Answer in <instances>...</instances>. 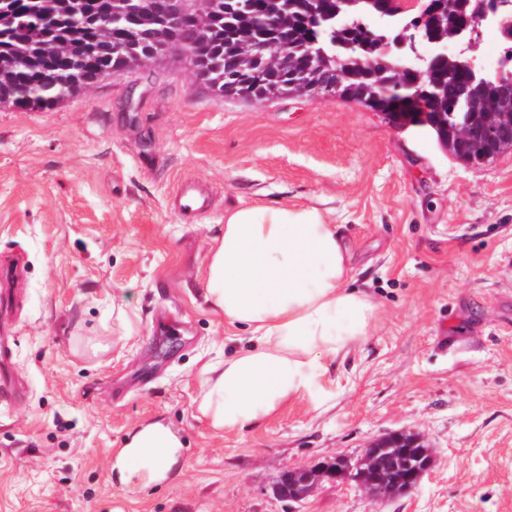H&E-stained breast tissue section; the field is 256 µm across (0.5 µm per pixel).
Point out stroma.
<instances>
[{"label":"stroma","instance_id":"35a3bbf8","mask_svg":"<svg viewBox=\"0 0 512 512\" xmlns=\"http://www.w3.org/2000/svg\"><path fill=\"white\" fill-rule=\"evenodd\" d=\"M211 196L188 216L183 182ZM308 205L339 225L352 287L380 310L261 428L212 429L200 370L233 336L205 299L225 211ZM28 255L13 369L28 404L0 413V512H512V150L463 163L428 128L336 96H219L173 50L54 108L0 104V252ZM160 421L185 449L154 484L108 462ZM413 434L432 465L370 498L276 477ZM302 473L282 472L274 483L276 495L284 500H299L307 492L309 476ZM283 483L288 487H283ZM289 491H292L289 493Z\"/></svg>","mask_w":512,"mask_h":512}]
</instances>
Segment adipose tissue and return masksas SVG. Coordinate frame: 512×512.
Listing matches in <instances>:
<instances>
[{
	"label": "adipose tissue",
	"instance_id": "1",
	"mask_svg": "<svg viewBox=\"0 0 512 512\" xmlns=\"http://www.w3.org/2000/svg\"><path fill=\"white\" fill-rule=\"evenodd\" d=\"M350 253L337 225L313 207L226 211L206 271V299L246 345L201 370L198 410L218 431L261 427L286 401L318 396L329 362L364 341L376 307L352 289ZM182 446L160 423L136 428L117 454L123 480L172 469Z\"/></svg>",
	"mask_w": 512,
	"mask_h": 512
}]
</instances>
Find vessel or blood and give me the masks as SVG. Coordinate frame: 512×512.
<instances>
[{"instance_id":"1","label":"vessel or blood","mask_w":512,"mask_h":512,"mask_svg":"<svg viewBox=\"0 0 512 512\" xmlns=\"http://www.w3.org/2000/svg\"><path fill=\"white\" fill-rule=\"evenodd\" d=\"M27 267V255L20 250L0 256V270L8 274L7 288L0 290V363L14 359L18 339L13 314L22 300L21 282ZM29 390L10 374L0 375V409L15 410L28 402Z\"/></svg>"}]
</instances>
